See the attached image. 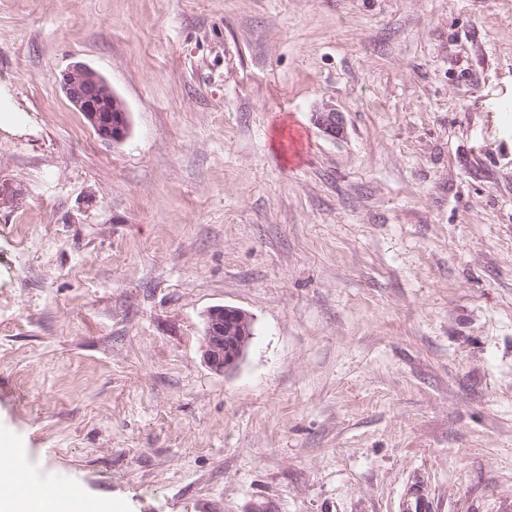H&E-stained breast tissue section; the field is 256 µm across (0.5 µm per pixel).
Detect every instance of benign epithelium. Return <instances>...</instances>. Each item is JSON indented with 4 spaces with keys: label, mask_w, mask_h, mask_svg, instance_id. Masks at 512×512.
Listing matches in <instances>:
<instances>
[{
    "label": "benign epithelium",
    "mask_w": 512,
    "mask_h": 512,
    "mask_svg": "<svg viewBox=\"0 0 512 512\" xmlns=\"http://www.w3.org/2000/svg\"><path fill=\"white\" fill-rule=\"evenodd\" d=\"M60 86L67 100L83 114L99 138L113 143L126 138L130 126L128 109L103 76L76 63L62 73ZM317 123L325 134L334 137L341 120L334 112H322ZM249 322L250 315L236 307L218 306L207 312L202 356L209 368L226 373L240 365L248 339L237 333V328L243 329Z\"/></svg>",
    "instance_id": "benign-epithelium-1"
}]
</instances>
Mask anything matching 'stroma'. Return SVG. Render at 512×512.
<instances>
[{"label":"stroma","instance_id":"obj_1","mask_svg":"<svg viewBox=\"0 0 512 512\" xmlns=\"http://www.w3.org/2000/svg\"><path fill=\"white\" fill-rule=\"evenodd\" d=\"M76 63L124 140L61 91ZM505 100L512 0H0V440L28 485L512 512ZM224 305L253 336L218 373ZM60 86L67 100L76 111L82 112L99 138L113 143L126 138L129 111L103 76L76 63L62 73ZM250 315L242 309L218 306L205 316L202 356L206 365L219 373L235 370L243 361L248 343L247 336H240L237 327L245 328Z\"/></svg>","mask_w":512,"mask_h":512}]
</instances>
